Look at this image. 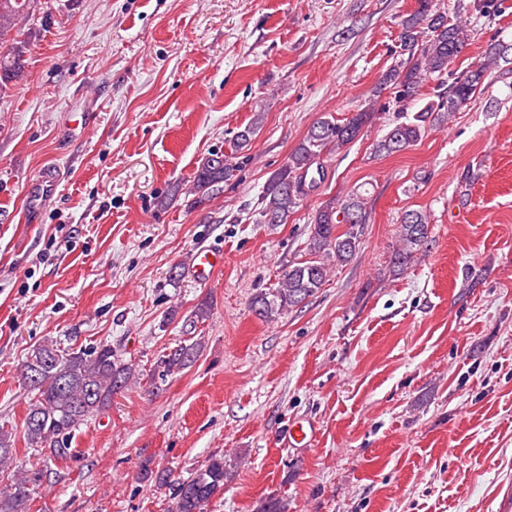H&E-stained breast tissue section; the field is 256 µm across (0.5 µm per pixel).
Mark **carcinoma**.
Segmentation results:
<instances>
[{"instance_id":"1","label":"carcinoma","mask_w":512,"mask_h":512,"mask_svg":"<svg viewBox=\"0 0 512 512\" xmlns=\"http://www.w3.org/2000/svg\"><path fill=\"white\" fill-rule=\"evenodd\" d=\"M39 0H0V93L24 73V26L34 15ZM471 29L461 19L435 9L433 0H419V8L402 22L399 36V60L381 76L373 90L378 97L392 90L393 111L397 120L376 151L391 155L414 145L425 133L432 116L443 118L460 111L478 94L488 72L505 59L503 45L492 44L484 61L460 72L450 63L469 45ZM436 78L437 87L447 90L437 94L414 114L408 113L423 83ZM376 118L375 109L367 107L343 119L334 116L318 119L308 129L287 161L268 178L259 211L261 224H285L301 206L315 180H307L311 169L324 174L323 157L342 150L363 138ZM264 113L253 116L250 125L237 133L234 148L248 146L262 125ZM235 166L224 153L203 158L193 174L189 193L201 203L213 196L220 184L233 176ZM307 249L311 259L297 262L282 271L278 287L256 294L251 308L265 321L293 309L316 295L327 282L330 266L349 262L361 243L367 221L364 196L360 193L335 196L318 206L309 217ZM429 221L420 211L402 217L399 239L391 257L392 272L403 274L427 244ZM40 358L25 360L20 367L23 386L33 394L21 423L26 447L41 456L42 465L23 469L16 465V433L0 426V512H29L31 496L47 474L48 462L70 455L76 431L103 412L112 398L138 376L136 366L102 344L88 349H62L52 340L34 346ZM198 344L177 345L157 360V377L165 380L193 363ZM144 477L158 487L173 486L174 512H207L210 502L224 493L231 470L222 455L211 456L207 464L183 480L170 481L166 469L143 468Z\"/></svg>"}]
</instances>
